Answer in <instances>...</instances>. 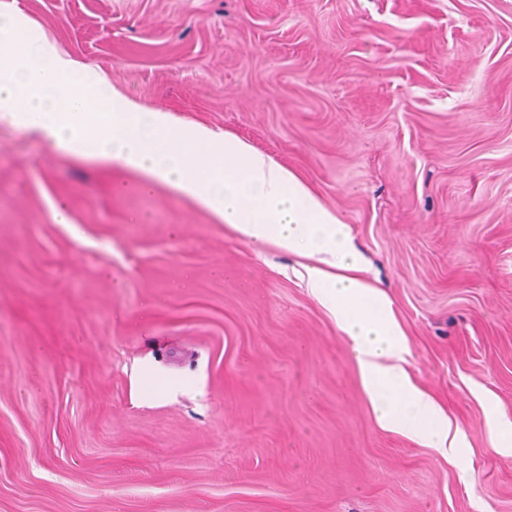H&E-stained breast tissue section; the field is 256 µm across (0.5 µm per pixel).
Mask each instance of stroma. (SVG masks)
Segmentation results:
<instances>
[{"mask_svg": "<svg viewBox=\"0 0 512 512\" xmlns=\"http://www.w3.org/2000/svg\"><path fill=\"white\" fill-rule=\"evenodd\" d=\"M1 8L310 186L464 448L379 424L305 257L0 121V512H512V0Z\"/></svg>", "mask_w": 512, "mask_h": 512, "instance_id": "obj_1", "label": "stroma"}]
</instances>
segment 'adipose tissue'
Masks as SVG:
<instances>
[{
	"label": "adipose tissue",
	"mask_w": 512,
	"mask_h": 512,
	"mask_svg": "<svg viewBox=\"0 0 512 512\" xmlns=\"http://www.w3.org/2000/svg\"><path fill=\"white\" fill-rule=\"evenodd\" d=\"M38 131L65 155L139 171L190 196L255 244L304 254L307 284L353 341L379 423L458 452L447 417L401 364L391 302L367 281L350 230L296 174L245 141L142 110L94 67L63 57L29 19L0 13V121Z\"/></svg>",
	"instance_id": "1"
}]
</instances>
